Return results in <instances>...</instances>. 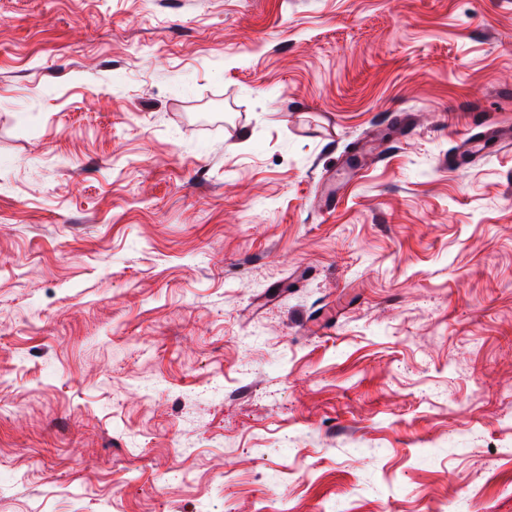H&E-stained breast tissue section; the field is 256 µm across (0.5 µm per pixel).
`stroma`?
<instances>
[{"instance_id":"obj_1","label":"stroma","mask_w":512,"mask_h":512,"mask_svg":"<svg viewBox=\"0 0 512 512\" xmlns=\"http://www.w3.org/2000/svg\"><path fill=\"white\" fill-rule=\"evenodd\" d=\"M486 116L512 0H0V512H512ZM488 141H495L500 149L505 144H510L512 142L511 127L501 125L494 118L486 119L483 131L466 134L459 138L456 151L448 157V169L459 171L471 164L473 157L484 151Z\"/></svg>"}]
</instances>
